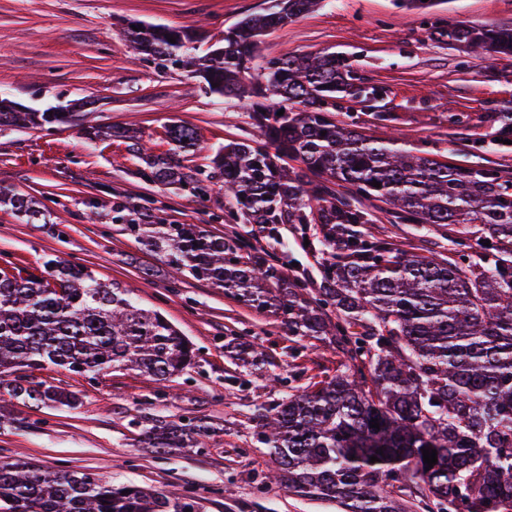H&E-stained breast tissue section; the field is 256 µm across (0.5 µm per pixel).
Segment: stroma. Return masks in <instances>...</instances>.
<instances>
[{"instance_id": "1", "label": "stroma", "mask_w": 512, "mask_h": 512, "mask_svg": "<svg viewBox=\"0 0 512 512\" xmlns=\"http://www.w3.org/2000/svg\"><path fill=\"white\" fill-rule=\"evenodd\" d=\"M269 0H0V96L38 110L85 103L91 123L139 132L156 154L169 151L165 126H195L201 145L184 156L193 168L210 163L214 148L251 128L248 100L227 102L206 93L185 69L159 68L135 51L125 27L140 20L165 25L202 24L205 44L224 37L240 18L265 10ZM512 26V0H444L421 14L394 0H324L267 36L266 60L336 52L350 57L357 75L388 87L381 106L393 121L374 124L363 104L339 102L335 117L362 132H393L405 145L454 165L494 164L512 171V147L491 142L488 113L512 107V59H488L438 37L451 24ZM464 115L454 125L450 115ZM484 149L471 150L475 139ZM126 140L88 138L69 124L0 135V189L38 199L47 224H27L0 208V270L39 272L57 256L94 270L101 279L132 289L142 305L160 311L198 349L195 365L166 382L114 369L90 380L62 368L35 371L36 379L80 392L75 410L25 406L0 390V413H21L26 426H0V461L18 458L48 470L71 469L113 485L177 491L200 512H341L336 503L262 485L268 457L260 437L262 415L310 380L334 375L338 358L327 339L289 336L274 316L249 308L223 289L184 277L171 281L166 266L121 225L112 206H144L168 224H201L210 234L248 239L260 252L277 253L284 267L300 264L311 284L320 260L302 251L300 230L285 226L284 245L255 225L236 224L215 180L206 196L172 193L136 175ZM423 254L447 252L446 228L432 224L368 225ZM240 339L262 355L247 369L226 349ZM200 419L213 431L205 447L173 448L159 455L141 439L139 419Z\"/></svg>"}]
</instances>
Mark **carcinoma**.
I'll return each instance as SVG.
<instances>
[{
	"label": "carcinoma",
	"mask_w": 512,
	"mask_h": 512,
	"mask_svg": "<svg viewBox=\"0 0 512 512\" xmlns=\"http://www.w3.org/2000/svg\"><path fill=\"white\" fill-rule=\"evenodd\" d=\"M321 3L275 0L229 27L224 45L204 54L192 25H127L137 50L162 68L188 70L209 94L270 100L251 113L259 139L217 147L207 170L181 163L199 145L193 125L167 128L166 154H146L140 135L127 136L140 178L196 195L224 178L236 223L254 224L277 241L281 225L300 226L308 249L322 255L318 287L288 276L274 254L215 237L200 224H152L148 210L121 204L112 222L174 274L272 313L290 336H328L336 346L334 376L266 410L261 441L272 468L264 479L334 501L343 512H512V172L451 165L336 121L332 108L344 98L388 120L375 105L388 89L364 84L334 53L271 60L257 88L247 89L243 78L265 36ZM439 36L492 58L512 57V28L455 24ZM63 118L0 100V131ZM491 121L495 138L512 141V111ZM290 160L319 181L304 179ZM366 200L383 203L393 224L458 227L452 249L427 256L366 235L362 228L377 221ZM1 205L30 224L47 223V210L30 196H0ZM196 358L193 343L161 312L83 264L57 257L39 274L0 275V386L8 384L25 404L81 403L78 392L36 381L31 370L57 366L93 379L118 368L165 381ZM374 419L378 430L370 427ZM140 424L157 454L196 448L211 431L202 420L144 416ZM425 448L437 451L430 469ZM0 512H197V505L79 471L1 461Z\"/></svg>",
	"instance_id": "carcinoma-1"
}]
</instances>
